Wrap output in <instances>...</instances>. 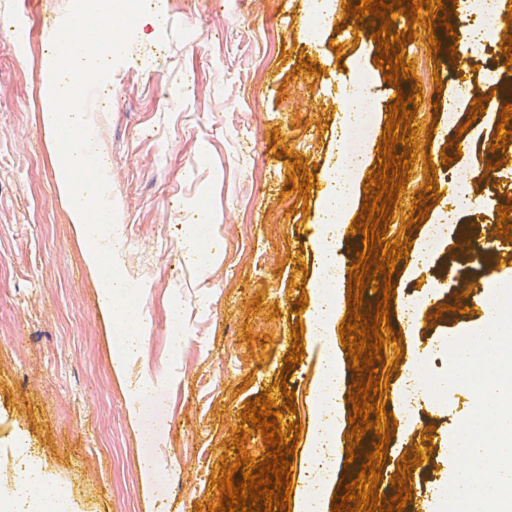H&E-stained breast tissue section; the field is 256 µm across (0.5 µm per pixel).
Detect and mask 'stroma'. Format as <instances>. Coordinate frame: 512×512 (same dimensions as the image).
Listing matches in <instances>:
<instances>
[{"label":"stroma","mask_w":512,"mask_h":512,"mask_svg":"<svg viewBox=\"0 0 512 512\" xmlns=\"http://www.w3.org/2000/svg\"><path fill=\"white\" fill-rule=\"evenodd\" d=\"M346 2L331 0L315 44L307 37L312 0H147L149 21L106 83L100 148L112 160V201L131 236L121 270L142 286L140 361L167 386L151 424L140 427L127 413L131 385L115 370L116 320L100 306L42 120L54 52L46 29L64 22L71 0H0V460L29 449L77 512H207L221 494V463L238 458L235 433L246 430L251 458L266 453L261 432L242 420L255 397L277 401L291 390L296 410L280 421L309 428L326 337L304 333L301 364L285 358L293 326L309 320L297 302L320 275L315 242L339 154L338 100L354 63L369 70L366 91L380 110L342 218L348 231L336 243L338 286L348 287L365 247L350 228L378 166L389 107L397 95H416L418 157L386 231L389 240H409V255L396 263L390 294L366 288L363 313L373 319L389 298L394 338L377 365L394 420L383 466L397 473L404 452L420 451L423 463L406 485L424 512H438L471 394L456 385L445 401L418 398L407 411L398 398L417 380L410 367L417 350L441 374L449 365L443 347L487 327L496 292L478 286L476 261L459 258V230L485 223L512 196V141L493 147L508 102L496 87L512 84L504 52L512 21L459 75L462 50H432L426 10L414 23L397 15L396 32H417L403 59L418 80L395 88L376 61L372 26L349 17ZM307 59L317 72L302 68ZM462 78L484 99L482 114L471 115V99H456ZM294 154L312 179L305 196L287 184ZM429 160L437 188L423 223L410 230ZM462 179L469 203L458 208L454 187ZM204 221L218 260L201 266L183 241L188 225ZM415 296L427 312L405 310ZM176 313L184 335L175 354L167 324ZM145 451L163 464L153 493L142 489L135 463Z\"/></svg>","instance_id":"obj_1"}]
</instances>
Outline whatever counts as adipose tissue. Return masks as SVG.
<instances>
[{"label":"adipose tissue","mask_w":512,"mask_h":512,"mask_svg":"<svg viewBox=\"0 0 512 512\" xmlns=\"http://www.w3.org/2000/svg\"><path fill=\"white\" fill-rule=\"evenodd\" d=\"M364 157H357L350 166H337L329 181L328 207L321 214L325 232L317 241V256L322 272H332L338 267L336 241L342 232L337 223L339 214L348 212L353 201V176L364 165ZM139 356L135 337L123 339V350L116 362L117 371L124 376H132V392L128 400V413L133 421H140L142 404L153 389L152 379L146 374H134L133 368ZM337 349H328L324 359L322 375L314 397L311 443L308 449L309 462L314 470L303 481L296 502L295 512H325L323 489L329 473L335 470L342 456L338 440L340 422V398L343 381L339 373ZM9 499L14 512H27L31 503L49 500L55 503L56 512H72L70 501L63 497L61 488L52 482L43 470L22 467L9 488Z\"/></svg>","instance_id":"obj_1"}]
</instances>
